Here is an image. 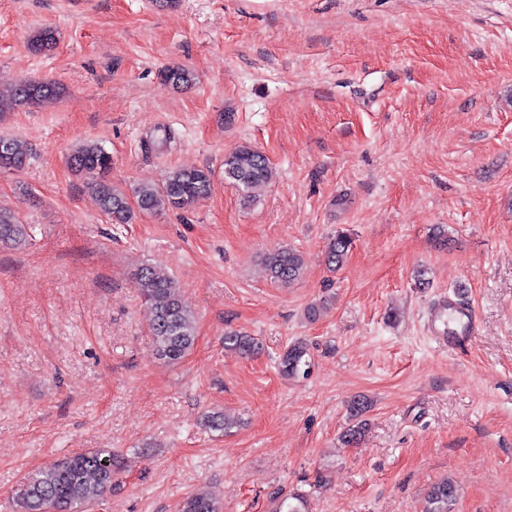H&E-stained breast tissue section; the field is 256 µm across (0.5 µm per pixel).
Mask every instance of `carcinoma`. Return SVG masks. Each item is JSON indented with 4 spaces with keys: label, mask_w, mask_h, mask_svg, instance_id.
Listing matches in <instances>:
<instances>
[{
    "label": "carcinoma",
    "mask_w": 512,
    "mask_h": 512,
    "mask_svg": "<svg viewBox=\"0 0 512 512\" xmlns=\"http://www.w3.org/2000/svg\"><path fill=\"white\" fill-rule=\"evenodd\" d=\"M29 42L36 52L50 51L57 44V32L52 27H40ZM159 77L163 84L176 87L193 81V75L180 66L162 69ZM64 94V86L53 80L20 81L0 87V112L38 106ZM0 143L5 145L0 150V172L22 169L31 156V149L16 137L0 136ZM69 165L74 174L89 179L88 185L113 224H129L138 212L186 211L209 195L214 181V172L209 168H172L161 183L136 186L129 196L105 180V173L112 169V154L96 141L75 147L69 155ZM271 177L269 159L250 145H240L224 156V179L236 187L245 204L254 201L255 191ZM32 231V225L22 223L16 212L0 208V244L25 245ZM352 247L351 234L344 230L337 232L325 250L326 264L334 270L341 268ZM304 264V255L291 247H283L264 257L270 280L280 284L298 279ZM135 288L152 309L151 331L156 355L168 362L183 359L197 340L196 316L182 300L175 280L163 268L146 265L136 273ZM224 348L254 356L261 352L262 345L253 336L229 330L224 333ZM277 366L286 378L307 375L310 359L306 344L297 341L289 345L280 355ZM370 407L364 399L350 403L344 443L354 444L361 437L366 426L363 416ZM204 425L218 433H226L233 427L219 411L206 415ZM121 468L120 458L106 448L65 455L24 478L14 494L17 512H44L49 503L53 504L54 512H80L82 506L112 491L114 477ZM456 497L454 483L444 478L427 493L423 512H451ZM182 512H224V507L200 487L185 498ZM276 512H308L307 496L300 492L282 496Z\"/></svg>",
    "instance_id": "carcinoma-1"
}]
</instances>
